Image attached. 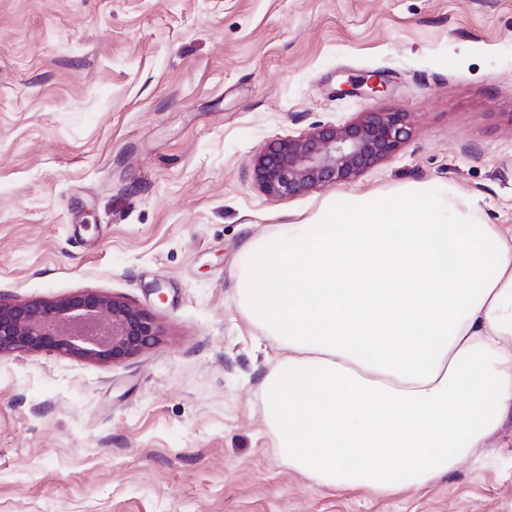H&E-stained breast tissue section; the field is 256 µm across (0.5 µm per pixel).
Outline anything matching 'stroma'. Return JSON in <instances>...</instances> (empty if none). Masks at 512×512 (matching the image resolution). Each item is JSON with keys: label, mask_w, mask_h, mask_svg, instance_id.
<instances>
[{"label": "stroma", "mask_w": 512, "mask_h": 512, "mask_svg": "<svg viewBox=\"0 0 512 512\" xmlns=\"http://www.w3.org/2000/svg\"><path fill=\"white\" fill-rule=\"evenodd\" d=\"M366 112L404 113L391 158L259 190L262 149ZM412 182L512 226V0H0V295H119L160 329L115 363L0 357V512H512L511 423L391 494L315 483L266 424L244 244Z\"/></svg>", "instance_id": "obj_1"}]
</instances>
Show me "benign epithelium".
Segmentation results:
<instances>
[{
	"mask_svg": "<svg viewBox=\"0 0 512 512\" xmlns=\"http://www.w3.org/2000/svg\"><path fill=\"white\" fill-rule=\"evenodd\" d=\"M408 136L397 112H366L342 125L315 126L260 152L256 181L272 197L349 181L391 157ZM158 336L154 320L118 296L86 291L18 302L0 294V356L54 350L113 363L154 345Z\"/></svg>",
	"mask_w": 512,
	"mask_h": 512,
	"instance_id": "7a95c632",
	"label": "benign epithelium"
}]
</instances>
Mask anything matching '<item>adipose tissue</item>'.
<instances>
[{
    "instance_id": "ef3b65f1",
    "label": "adipose tissue",
    "mask_w": 512,
    "mask_h": 512,
    "mask_svg": "<svg viewBox=\"0 0 512 512\" xmlns=\"http://www.w3.org/2000/svg\"><path fill=\"white\" fill-rule=\"evenodd\" d=\"M478 212L410 183L246 244L240 297L283 350L267 424L290 468L418 490L512 419V229Z\"/></svg>"
}]
</instances>
